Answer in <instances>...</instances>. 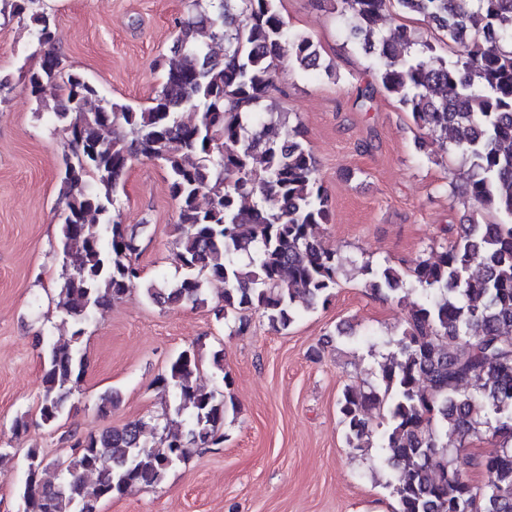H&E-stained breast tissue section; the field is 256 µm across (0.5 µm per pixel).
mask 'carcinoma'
Here are the masks:
<instances>
[{
  "mask_svg": "<svg viewBox=\"0 0 512 512\" xmlns=\"http://www.w3.org/2000/svg\"><path fill=\"white\" fill-rule=\"evenodd\" d=\"M34 2L0 0L3 22L28 15L29 58L37 60L0 75V88L15 79L38 97L45 85H58L52 114L69 135L58 305L73 332L67 343H45L39 410L51 424L85 375L83 325L142 280L137 236L115 208L133 160L159 162L177 203L181 276L148 284V300L197 305L205 284L216 281L224 284V322L233 333L247 330L252 310L278 332L301 310L331 301L340 265L312 233L331 216L316 158L268 103L280 58L303 71L322 65L312 37L288 29L280 0H188L163 83L145 108L105 101L85 75L64 72L54 21L30 9ZM338 2L357 19L352 38L376 54L382 87L419 128L450 142L469 163L465 194L501 218L460 225L456 240L411 271L415 289L403 287L391 265L365 266L373 295L419 298L375 380L343 389L346 443L363 452L378 433L396 512H512V48H502L512 43V0ZM391 3L442 33L452 56L404 25L377 35ZM186 112L194 119L185 120ZM202 361L192 345L158 378L180 432L160 433L136 419L98 436L71 433L70 458L60 465L29 449L23 512H100L103 501L132 487L159 485L193 449L223 444L233 400L197 385ZM371 410L380 415L375 426ZM487 433L503 444L471 452ZM472 468L481 483L471 480Z\"/></svg>",
  "mask_w": 512,
  "mask_h": 512,
  "instance_id": "1",
  "label": "carcinoma"
}]
</instances>
